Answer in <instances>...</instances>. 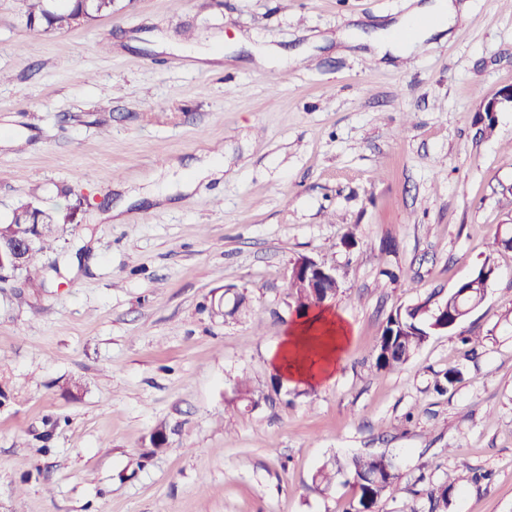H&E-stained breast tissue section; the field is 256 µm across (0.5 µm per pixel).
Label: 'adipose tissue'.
<instances>
[{
	"label": "adipose tissue",
	"instance_id": "1",
	"mask_svg": "<svg viewBox=\"0 0 512 512\" xmlns=\"http://www.w3.org/2000/svg\"><path fill=\"white\" fill-rule=\"evenodd\" d=\"M459 9L455 0H435L434 4L414 8L401 21L403 27L417 28L412 41L401 43L380 34L370 46L380 58L410 53L434 33L448 29ZM348 341L346 326L325 310L314 321L294 322L270 358L273 367L290 381L324 384L332 381Z\"/></svg>",
	"mask_w": 512,
	"mask_h": 512
}]
</instances>
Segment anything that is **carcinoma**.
<instances>
[{"instance_id": "carcinoma-1", "label": "carcinoma", "mask_w": 512, "mask_h": 512, "mask_svg": "<svg viewBox=\"0 0 512 512\" xmlns=\"http://www.w3.org/2000/svg\"><path fill=\"white\" fill-rule=\"evenodd\" d=\"M26 27L36 32L64 31L69 29V18L73 14L85 13L92 17H100L112 12V4L106 0H64L55 7L50 0H22ZM36 216L19 217L12 215L6 224H0V238L3 240L16 237L33 236L35 243L28 252L23 273L29 282L36 284L39 280V254L53 245L60 238V225L48 214L42 217L44 224H29ZM494 270L490 259H485L481 268L469 278L463 280L468 296L479 297L483 293L480 280L481 269ZM288 297L292 299L297 317H306L309 312L321 309L322 298H314L306 293V289L292 279L286 284ZM426 305L399 309L388 317L381 336L374 345V366L379 371H392L400 368L422 347L430 332V323L426 320ZM340 477L350 484L355 493L356 506L353 512H374L378 500L396 487L399 479L393 459L385 454H359L340 461L331 459L317 470L313 481L319 486L328 488ZM458 477L450 476L448 480L428 491V499L432 507L439 503H448V492L451 491Z\"/></svg>"}]
</instances>
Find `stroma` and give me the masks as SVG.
Returning <instances> with one entry per match:
<instances>
[{"label": "stroma", "instance_id": "obj_1", "mask_svg": "<svg viewBox=\"0 0 512 512\" xmlns=\"http://www.w3.org/2000/svg\"><path fill=\"white\" fill-rule=\"evenodd\" d=\"M409 2L115 0L35 33L0 0V224L32 202L62 228L43 287L0 279V512H350V485L313 476L365 453L400 475L376 512H431L452 474L447 512H512V108L482 111L512 85V6L468 0L405 57L340 41ZM187 30L219 59L149 39ZM251 45L287 70L253 65ZM202 155L223 178L102 220L119 187ZM303 256L342 276L349 341L331 382L276 395L268 354ZM488 258L458 331L376 370L389 315L436 305Z\"/></svg>", "mask_w": 512, "mask_h": 512}]
</instances>
